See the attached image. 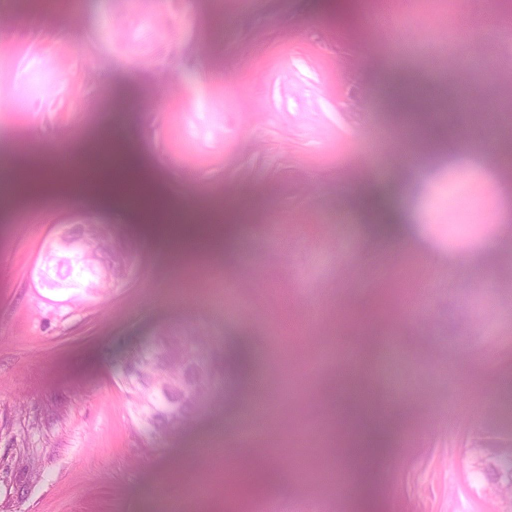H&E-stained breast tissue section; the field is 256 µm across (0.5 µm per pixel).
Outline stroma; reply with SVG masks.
Returning <instances> with one entry per match:
<instances>
[{"label": "stroma", "instance_id": "1", "mask_svg": "<svg viewBox=\"0 0 512 512\" xmlns=\"http://www.w3.org/2000/svg\"><path fill=\"white\" fill-rule=\"evenodd\" d=\"M336 2L0 0V164L66 165L111 137L192 223L229 206L237 226L230 249L179 264L133 204L31 202L0 184V512H199L224 474L198 444L223 447L250 383L232 374L184 424L144 432L115 362L167 330L209 331L219 368L247 347L265 379L267 428L250 445L280 479L250 512H505L468 448L487 427L512 437V220H490L512 189L468 139L465 162L414 176L394 145L418 137L387 92L397 75L444 89L464 128L467 104L512 75V30L492 24L499 0H394L387 32L378 0ZM479 39L491 53L460 72ZM373 181L397 191L412 237L356 209ZM75 224L136 246L109 294L43 279ZM343 363L368 372L407 440L369 462L364 499L330 451Z\"/></svg>", "mask_w": 512, "mask_h": 512}]
</instances>
